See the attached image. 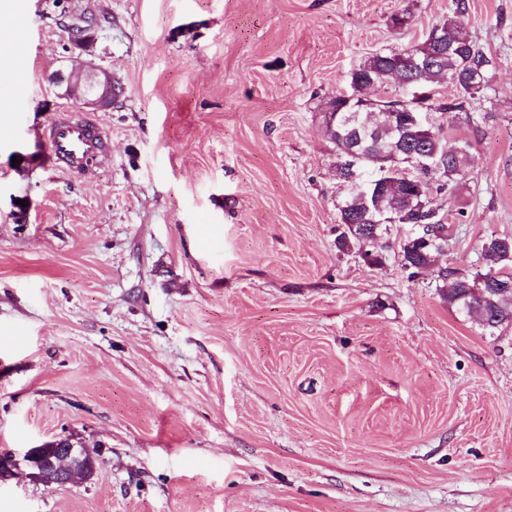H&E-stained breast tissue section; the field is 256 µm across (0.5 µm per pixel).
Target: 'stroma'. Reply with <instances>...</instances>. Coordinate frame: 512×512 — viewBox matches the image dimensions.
<instances>
[{
  "mask_svg": "<svg viewBox=\"0 0 512 512\" xmlns=\"http://www.w3.org/2000/svg\"><path fill=\"white\" fill-rule=\"evenodd\" d=\"M451 3L0 0V450L99 452L91 481L1 485L0 512H512V325L336 246L321 109ZM468 3L488 118L431 115L470 141L433 198L436 264L465 273L512 237V0ZM87 60L110 106L55 82ZM63 109L100 123L104 164H48Z\"/></svg>",
  "mask_w": 512,
  "mask_h": 512,
  "instance_id": "35a3bbf8",
  "label": "stroma"
}]
</instances>
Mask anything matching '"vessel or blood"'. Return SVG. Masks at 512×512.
<instances>
[{"label": "vessel or blood", "mask_w": 512, "mask_h": 512, "mask_svg": "<svg viewBox=\"0 0 512 512\" xmlns=\"http://www.w3.org/2000/svg\"><path fill=\"white\" fill-rule=\"evenodd\" d=\"M44 137L53 167L84 166L106 153V142L98 124L88 118L66 114L54 120Z\"/></svg>", "instance_id": "1"}]
</instances>
